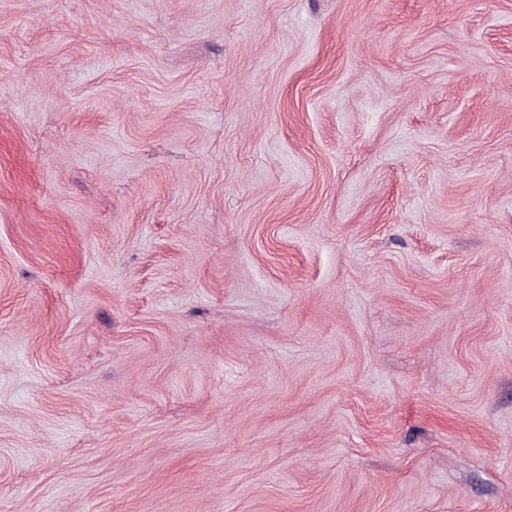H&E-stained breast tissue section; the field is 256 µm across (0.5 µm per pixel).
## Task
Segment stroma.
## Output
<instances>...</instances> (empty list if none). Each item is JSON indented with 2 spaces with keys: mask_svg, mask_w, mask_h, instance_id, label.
<instances>
[{
  "mask_svg": "<svg viewBox=\"0 0 512 512\" xmlns=\"http://www.w3.org/2000/svg\"><path fill=\"white\" fill-rule=\"evenodd\" d=\"M0 512H512V0H0Z\"/></svg>",
  "mask_w": 512,
  "mask_h": 512,
  "instance_id": "1",
  "label": "stroma"
}]
</instances>
